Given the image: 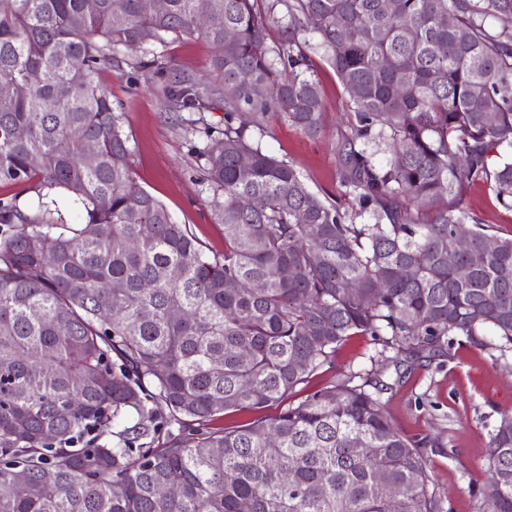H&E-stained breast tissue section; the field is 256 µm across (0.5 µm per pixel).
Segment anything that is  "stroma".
<instances>
[{
  "label": "stroma",
  "instance_id": "obj_1",
  "mask_svg": "<svg viewBox=\"0 0 512 512\" xmlns=\"http://www.w3.org/2000/svg\"><path fill=\"white\" fill-rule=\"evenodd\" d=\"M309 43L310 75L324 99L320 134L308 136L275 111L262 116L250 133L263 151L292 164L312 192L346 210L351 195L341 182L336 146L354 116L317 38ZM153 58L203 81L215 78L212 49L195 36L171 38L143 51L119 50L115 61L101 68L98 81L121 116L134 179L166 206L177 223L187 225L207 253L222 254L224 227L213 214V191L200 173L198 151L205 138L194 126L223 130L224 111L217 107L198 118L189 112L165 111L160 83L147 80L131 66L132 60ZM455 206L492 226L500 236L512 235V210L498 203L485 182L464 183L458 192L434 204L438 210ZM379 351L372 336L351 337L332 365L297 387L291 402L329 385L339 373L373 371L389 385L381 401L394 427L406 436L431 440L422 454L440 512H481L489 433L501 413L512 412V352L478 347L461 337L454 338L444 357L405 362L397 354L382 358Z\"/></svg>",
  "mask_w": 512,
  "mask_h": 512
}]
</instances>
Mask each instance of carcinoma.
Listing matches in <instances>:
<instances>
[{
	"label": "carcinoma",
	"instance_id": "carcinoma-1",
	"mask_svg": "<svg viewBox=\"0 0 512 512\" xmlns=\"http://www.w3.org/2000/svg\"><path fill=\"white\" fill-rule=\"evenodd\" d=\"M97 2L0 0V82L12 86L0 180L37 196L33 212L0 200V512H438L429 440L395 429L370 373L261 411L355 335L408 359L447 355L450 336L484 347L490 333L512 349V238L458 207L425 224L411 213L474 179L512 208V0H165L159 14ZM306 33L355 116L339 150L349 212L234 124L277 111L320 133ZM169 35L215 50L212 82L157 58L134 64L172 112L224 108V130L203 128L199 150L224 224L213 257L133 178L96 79L119 48ZM448 43L453 54L437 52ZM371 144L389 149L386 165ZM365 213L372 222L354 223ZM240 410L257 416L211 426ZM486 457L497 492L482 512H512L511 414Z\"/></svg>",
	"mask_w": 512,
	"mask_h": 512
}]
</instances>
